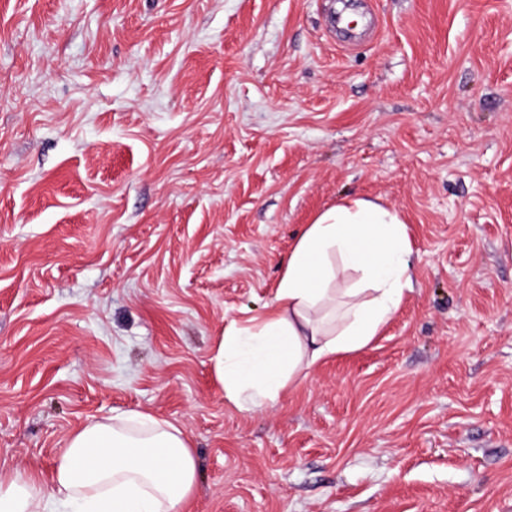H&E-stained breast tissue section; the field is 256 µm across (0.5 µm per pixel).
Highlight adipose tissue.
<instances>
[{
  "mask_svg": "<svg viewBox=\"0 0 512 512\" xmlns=\"http://www.w3.org/2000/svg\"><path fill=\"white\" fill-rule=\"evenodd\" d=\"M408 226L362 197L341 199L298 236L262 316L230 322L212 362L225 399L276 403L321 361L379 336L411 283ZM197 465L183 431L142 412L73 432L49 484L0 475V512H178Z\"/></svg>",
  "mask_w": 512,
  "mask_h": 512,
  "instance_id": "ef3b65f1",
  "label": "adipose tissue"
}]
</instances>
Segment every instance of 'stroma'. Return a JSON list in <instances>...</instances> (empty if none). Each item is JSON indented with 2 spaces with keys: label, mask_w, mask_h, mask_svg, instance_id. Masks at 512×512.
I'll return each mask as SVG.
<instances>
[{
  "label": "stroma",
  "mask_w": 512,
  "mask_h": 512,
  "mask_svg": "<svg viewBox=\"0 0 512 512\" xmlns=\"http://www.w3.org/2000/svg\"><path fill=\"white\" fill-rule=\"evenodd\" d=\"M0 0V471L143 411L182 512H512V0ZM411 288L367 348L240 411L211 356L342 198Z\"/></svg>",
  "instance_id": "obj_1"
}]
</instances>
